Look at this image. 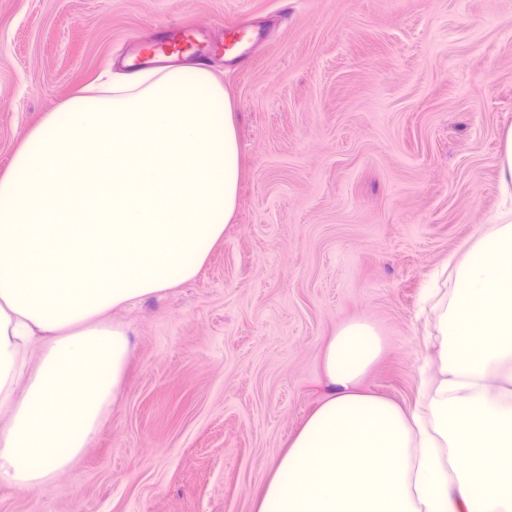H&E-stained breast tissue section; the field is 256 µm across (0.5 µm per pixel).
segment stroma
Masks as SVG:
<instances>
[{
	"label": "stroma",
	"instance_id": "1",
	"mask_svg": "<svg viewBox=\"0 0 512 512\" xmlns=\"http://www.w3.org/2000/svg\"><path fill=\"white\" fill-rule=\"evenodd\" d=\"M192 28L236 107L242 176L191 281L118 312L126 379L88 448L0 512H253L373 323L363 381L412 405L431 273L491 223L512 126V0H0V173L81 86Z\"/></svg>",
	"mask_w": 512,
	"mask_h": 512
}]
</instances>
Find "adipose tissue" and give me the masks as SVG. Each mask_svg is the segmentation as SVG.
Instances as JSON below:
<instances>
[{"label":"adipose tissue","instance_id":"ef3b65f1","mask_svg":"<svg viewBox=\"0 0 512 512\" xmlns=\"http://www.w3.org/2000/svg\"><path fill=\"white\" fill-rule=\"evenodd\" d=\"M233 102L199 64L130 70L48 113L0 173V483L33 490L88 447L126 373L106 314L196 277L233 219ZM493 224L428 294L434 372L413 406L365 392L376 327L327 343L329 393L256 512H512V127Z\"/></svg>","mask_w":512,"mask_h":512}]
</instances>
